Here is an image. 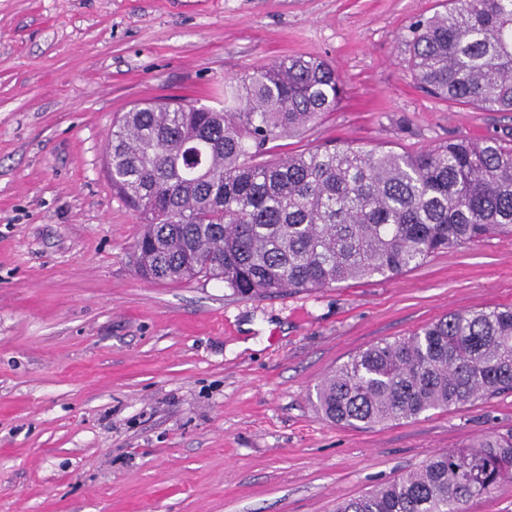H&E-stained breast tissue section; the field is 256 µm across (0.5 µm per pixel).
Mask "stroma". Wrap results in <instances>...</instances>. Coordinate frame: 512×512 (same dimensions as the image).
Listing matches in <instances>:
<instances>
[{
    "label": "stroma",
    "mask_w": 512,
    "mask_h": 512,
    "mask_svg": "<svg viewBox=\"0 0 512 512\" xmlns=\"http://www.w3.org/2000/svg\"><path fill=\"white\" fill-rule=\"evenodd\" d=\"M436 0H0V512H334L512 428V393L349 429L316 408L353 355L441 316L512 307V235L392 278L267 298L141 278L113 121L291 55L344 78L274 153L512 139V112L435 99L402 64Z\"/></svg>",
    "instance_id": "obj_1"
}]
</instances>
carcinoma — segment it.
Instances as JSON below:
<instances>
[{
	"mask_svg": "<svg viewBox=\"0 0 512 512\" xmlns=\"http://www.w3.org/2000/svg\"><path fill=\"white\" fill-rule=\"evenodd\" d=\"M407 28L406 69L430 96L512 112V0H440ZM344 79L282 57L224 81L220 108L135 106L112 124V188L140 215L136 270L224 282L240 297L391 278L462 244L512 235V143L415 154L350 143L265 159L332 112ZM512 392V307L450 313L355 354L317 388L322 414L375 427ZM512 482V430L433 456L336 512H467Z\"/></svg>",
	"mask_w": 512,
	"mask_h": 512,
	"instance_id": "1",
	"label": "carcinoma"
}]
</instances>
